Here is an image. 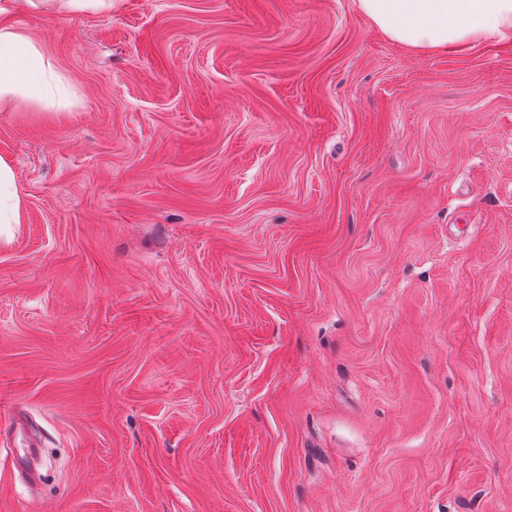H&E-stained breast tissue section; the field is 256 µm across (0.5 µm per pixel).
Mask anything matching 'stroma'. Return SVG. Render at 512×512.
<instances>
[{
  "label": "stroma",
  "instance_id": "obj_1",
  "mask_svg": "<svg viewBox=\"0 0 512 512\" xmlns=\"http://www.w3.org/2000/svg\"><path fill=\"white\" fill-rule=\"evenodd\" d=\"M0 512H512V39L355 0L13 16ZM53 0L0 1V104L28 102L49 110L72 103L70 84L51 66L43 48L10 23L18 11ZM380 32L410 51L463 53L512 37V0H355ZM24 199L9 158L0 155V239L9 242L13 224H23Z\"/></svg>",
  "mask_w": 512,
  "mask_h": 512
}]
</instances>
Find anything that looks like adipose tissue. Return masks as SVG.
I'll list each match as a JSON object with an SVG mask.
<instances>
[{"label":"adipose tissue","mask_w":512,"mask_h":512,"mask_svg":"<svg viewBox=\"0 0 512 512\" xmlns=\"http://www.w3.org/2000/svg\"><path fill=\"white\" fill-rule=\"evenodd\" d=\"M43 0H0V104L28 102L49 110L68 107L70 84L43 48L11 24L18 11ZM380 32L410 51L462 53L475 43L512 37V0H356ZM24 199L9 158L0 155V239L10 240L24 219Z\"/></svg>","instance_id":"ef3b65f1"}]
</instances>
